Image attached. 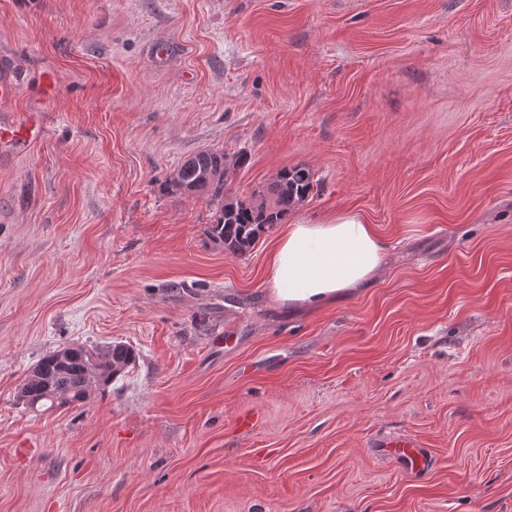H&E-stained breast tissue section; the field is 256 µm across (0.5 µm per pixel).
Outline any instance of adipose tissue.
Wrapping results in <instances>:
<instances>
[{"instance_id": "adipose-tissue-1", "label": "adipose tissue", "mask_w": 512, "mask_h": 512, "mask_svg": "<svg viewBox=\"0 0 512 512\" xmlns=\"http://www.w3.org/2000/svg\"><path fill=\"white\" fill-rule=\"evenodd\" d=\"M382 239L356 214L327 224H286L271 267L275 301L305 308L369 283L382 266Z\"/></svg>"}]
</instances>
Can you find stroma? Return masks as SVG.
<instances>
[{"label": "stroma", "mask_w": 512, "mask_h": 512, "mask_svg": "<svg viewBox=\"0 0 512 512\" xmlns=\"http://www.w3.org/2000/svg\"><path fill=\"white\" fill-rule=\"evenodd\" d=\"M0 76L43 127L0 152V512H512V0H0ZM203 149L241 198L307 167L288 222L359 214L374 281L277 304V230L225 252L161 188ZM57 352V351H56ZM43 356L36 366L39 372L24 379L19 400L32 411L70 407L83 404L93 392L108 386L136 359L133 349L125 344L88 348H74L67 367H62L71 357L69 347ZM32 369V370H33Z\"/></svg>", "instance_id": "35a3bbf8"}]
</instances>
